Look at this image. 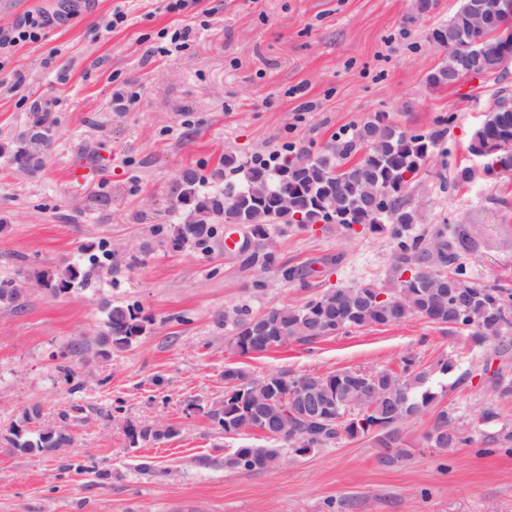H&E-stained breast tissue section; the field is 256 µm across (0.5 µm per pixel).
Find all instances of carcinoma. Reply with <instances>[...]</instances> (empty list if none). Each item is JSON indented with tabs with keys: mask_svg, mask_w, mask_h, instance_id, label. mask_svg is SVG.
Segmentation results:
<instances>
[{
	"mask_svg": "<svg viewBox=\"0 0 512 512\" xmlns=\"http://www.w3.org/2000/svg\"><path fill=\"white\" fill-rule=\"evenodd\" d=\"M469 0L445 24L433 29L442 37L447 54L429 74L431 88L449 86L450 77L474 64L486 76L499 73L501 53L498 38L488 29L468 31L465 19ZM37 131L0 151L9 152L17 168L25 170L41 162L42 147L51 140V122L37 116ZM445 129L406 132L386 122L383 115L363 123L349 136H338L324 151L286 147L273 155V162L256 161L248 167L236 165L227 155L224 166L243 172L241 183L227 181L224 187L207 192L199 189V179L187 172L173 193L181 204L184 217L168 228L174 247L192 244L203 249L215 236L218 224H247L256 239V249L245 263L261 268L279 264V257L266 248L268 226L295 224H337L344 230L360 224L372 233L390 226L395 240L391 272L395 288L388 291L374 284H356L328 289L301 305H282L255 314L245 304L224 308L227 347L248 356L266 352L288 338L301 342L346 333L364 326H388L420 315L433 323L458 329H472V340L481 345L498 342V350L512 349V290L476 288L465 278L458 263L460 252L471 249L468 237L444 225L429 238L408 234L416 223L408 187L423 170L434 149L443 140ZM470 154L483 160V170L496 167L512 170V107L496 108L473 134ZM399 186L387 213L376 214L367 202L381 188ZM286 191L289 207H277V193ZM39 286L56 296L86 280L78 264L59 265L36 275ZM26 281L20 277L0 279V306H17ZM150 317L135 306L116 305L110 309L98 337V356L110 357L129 349L150 325ZM222 408L209 417L227 435H239L256 429L258 413L270 420L297 407L301 391L319 407L313 417L288 414L275 434L267 436L270 444L255 448H237L224 457V466L248 472L279 468L287 455L295 453L297 440L313 448H325L346 436H369L381 449L384 465L393 464L409 454L400 434L402 425L425 413L435 411L432 429L425 439L440 452H448L468 442L453 423L448 409H435L438 394L429 386L428 371L420 368L412 356L401 359L400 370L380 369L373 373L348 368L326 375L281 372L274 379L254 378L241 368L224 370ZM40 409L26 410L9 430L7 441L26 453H44L60 447L62 436L53 426L37 431ZM130 445L158 440L150 425L127 431Z\"/></svg>",
	"mask_w": 512,
	"mask_h": 512,
	"instance_id": "1",
	"label": "carcinoma"
}]
</instances>
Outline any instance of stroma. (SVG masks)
Here are the masks:
<instances>
[{"label":"stroma","instance_id":"stroma-1","mask_svg":"<svg viewBox=\"0 0 512 512\" xmlns=\"http://www.w3.org/2000/svg\"><path fill=\"white\" fill-rule=\"evenodd\" d=\"M171 2L0 0V29L28 11L75 7L0 70V145L29 136L36 114L54 123L38 168L18 170L0 155V279L29 283L20 310L0 307V434L37 406L42 424L72 437L37 455L0 442V512H512V397L489 381L494 372L512 380V351L419 316L249 357L225 344L215 316L227 305L259 314L330 288L387 283L389 232L271 226L267 247L308 269L302 283L245 265L237 244L248 226L218 230L205 250L173 248L166 235L183 217L172 190L186 170L208 189L228 154L246 163L287 146L318 153L379 114L410 132L449 115L409 189L423 213L411 231L465 225L469 283L512 289V175L450 184L454 166L480 167L467 146L499 88L512 89V62L498 79L427 85L446 55L431 31L461 0H437L423 17L415 0H199L179 12ZM118 9L127 22L109 29ZM182 27L187 47L158 54L163 29ZM74 166L87 168L83 182L69 180ZM102 242L114 251L108 272L87 262L88 247ZM68 263L86 265L87 285L55 297L35 285L37 272ZM115 305L141 308L149 332L109 358L72 353ZM407 354L469 443L429 448L432 419L423 415L403 425L410 454L389 467L372 440L346 437L271 472L225 467L235 448L266 443L225 436L209 420L224 402L226 368L254 377L372 372L398 368ZM442 359L452 365L445 374ZM487 407L494 418L480 420ZM144 424L178 434L130 446L128 427Z\"/></svg>","mask_w":512,"mask_h":512}]
</instances>
